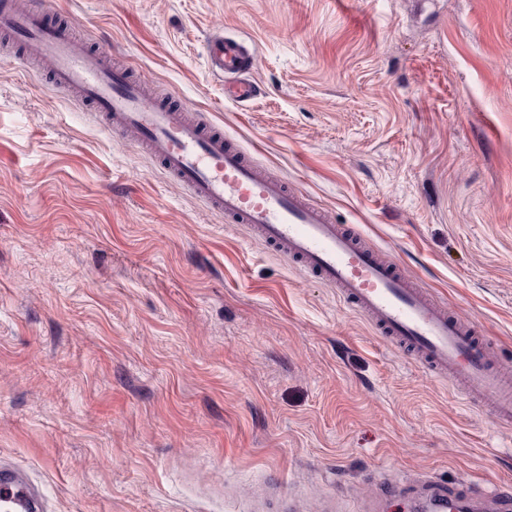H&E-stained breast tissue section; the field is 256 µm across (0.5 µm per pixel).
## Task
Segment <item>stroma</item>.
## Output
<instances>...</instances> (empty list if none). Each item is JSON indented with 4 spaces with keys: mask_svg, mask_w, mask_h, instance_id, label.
Segmentation results:
<instances>
[{
    "mask_svg": "<svg viewBox=\"0 0 512 512\" xmlns=\"http://www.w3.org/2000/svg\"><path fill=\"white\" fill-rule=\"evenodd\" d=\"M512 360V0H56ZM253 53L235 103L204 44ZM45 512H411L512 428L0 43V466Z\"/></svg>",
    "mask_w": 512,
    "mask_h": 512,
    "instance_id": "1",
    "label": "stroma"
}]
</instances>
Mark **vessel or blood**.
Listing matches in <instances>:
<instances>
[{"mask_svg": "<svg viewBox=\"0 0 512 512\" xmlns=\"http://www.w3.org/2000/svg\"><path fill=\"white\" fill-rule=\"evenodd\" d=\"M53 0L19 7L0 0V34L47 60L53 87L95 105L113 135L147 148L192 196L256 235L300 272L336 289L343 301L393 346L461 386L473 400L491 399L498 422L512 426V362L498 357L462 320L449 315L400 270L366 244L363 233L337 223L282 179L262 172L218 127L192 119L176 96L153 97L105 50H89L69 24L56 21ZM214 72L233 76L224 96L257 95L247 47L221 36L205 45ZM36 494L18 472L0 470V512H34Z\"/></svg>", "mask_w": 512, "mask_h": 512, "instance_id": "vessel-or-blood-1", "label": "vessel or blood"}]
</instances>
